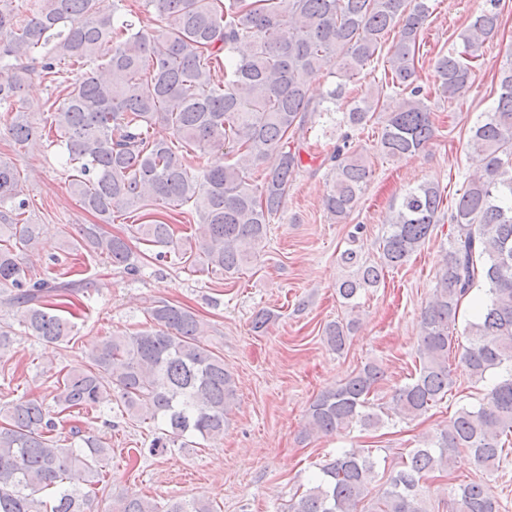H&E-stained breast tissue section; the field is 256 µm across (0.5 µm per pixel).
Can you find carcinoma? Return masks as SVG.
I'll use <instances>...</instances> for the list:
<instances>
[{
  "instance_id": "1",
  "label": "carcinoma",
  "mask_w": 512,
  "mask_h": 512,
  "mask_svg": "<svg viewBox=\"0 0 512 512\" xmlns=\"http://www.w3.org/2000/svg\"><path fill=\"white\" fill-rule=\"evenodd\" d=\"M502 0L485 6L463 33L479 48L500 27ZM160 24L122 19V0H0V109L5 129L20 146L49 127L60 134L72 165L70 186L82 207L104 224L136 206L187 209L197 217L191 265L232 278L241 274L281 212L303 168L306 126L332 111L345 82L386 59L385 87L353 100L339 125L347 127L325 158L331 184L327 213L342 220L359 203L371 178L352 131L377 110L384 88L405 95L388 114L378 150L401 160L434 138L431 111L419 83L420 32L431 0H144ZM388 50H383L387 40ZM443 98L462 97L472 83L468 59L454 53L434 63ZM338 77L317 105L310 80L322 71ZM34 81L60 89L42 121L32 119L24 91ZM172 138L153 135L156 125ZM470 147L481 158L448 212L453 225L437 284L421 315L419 368L392 397L394 415L414 419L448 394L451 327L465 298L480 283L487 299L464 328L461 361L470 376L499 377L477 409L459 408L434 439L410 450L392 470L380 495L365 503L378 477L373 451L349 448L326 461L320 476L293 495L286 512H431L421 482L467 460L489 469L500 463L502 436L512 432V60L500 69L497 97L478 115ZM217 150L222 157L190 170L183 150ZM276 163L266 168L270 157ZM16 163L0 159V294L28 333L52 345L70 341L71 322L55 301L81 291L76 281L32 274L19 256L35 248L39 225L20 222L25 200ZM442 191L422 183L409 189L384 230L378 260L354 249L341 254L349 276L337 286L354 312L361 291L377 287L431 236L440 221ZM149 244L175 246L172 225L139 224ZM84 249L106 258L119 274L138 271L139 256L126 239L99 225L80 228ZM150 326L109 336L91 346L87 369L68 373L53 396L56 411L32 400L0 406V512H87L88 495L68 486L79 472L100 475L112 449L84 438L60 443L58 420L74 409L113 399L139 422L162 420L165 432L149 445L153 455L185 448L191 439L221 440L235 401L236 383L224 358L208 348L205 324L189 308L167 300L148 312ZM355 324L326 325L327 344L346 345ZM385 372L367 363L310 405L308 429L333 435L354 425L377 428L389 414L373 395ZM457 512H498L480 482L454 491ZM112 512H215L208 500H176L162 508L143 498L112 502Z\"/></svg>"
}]
</instances>
